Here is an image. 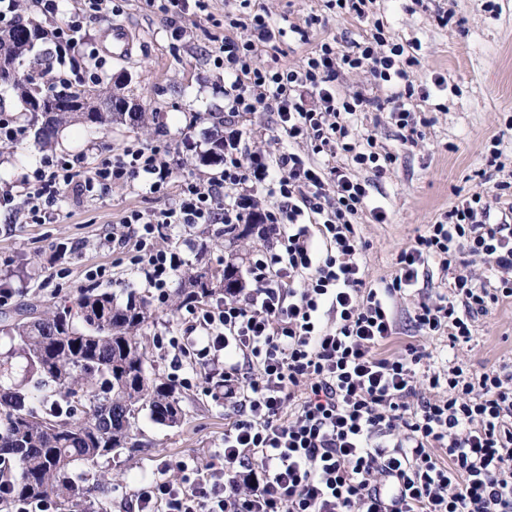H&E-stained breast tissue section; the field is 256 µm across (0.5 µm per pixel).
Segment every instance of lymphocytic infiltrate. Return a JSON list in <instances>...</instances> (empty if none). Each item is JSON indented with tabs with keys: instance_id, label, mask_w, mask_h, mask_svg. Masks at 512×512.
<instances>
[{
	"instance_id": "lymphocytic-infiltrate-1",
	"label": "lymphocytic infiltrate",
	"mask_w": 512,
	"mask_h": 512,
	"mask_svg": "<svg viewBox=\"0 0 512 512\" xmlns=\"http://www.w3.org/2000/svg\"><path fill=\"white\" fill-rule=\"evenodd\" d=\"M118 0H80L50 35L73 73L97 84L105 62L87 42L83 19L116 15ZM245 37H236V30ZM225 35L211 53L224 74V167L181 181L174 202L120 219L116 262L144 278L160 302L186 264L180 245H160L182 224H273L275 246L251 267L255 288L236 289L202 306L186 304L198 336L170 346L221 378L233 415L213 461L180 460L135 493L137 512H512V370L473 371L464 362L426 368L424 348L386 355L397 333L396 296L416 287L419 271L438 259L447 292L421 301L418 330L471 341L475 322L512 299V215L493 205L512 194L459 198L444 219L402 247L389 286L366 287L355 221L384 222L355 169L382 175L395 160L372 135H353L360 112L387 113L403 142L418 131L405 107L418 88L415 56L383 23L350 46L325 38L295 66L263 62L292 32L256 0H237L224 14ZM367 72L388 86L386 99L341 93L349 75ZM270 116L287 148L271 155L243 140L240 120ZM310 152H302L301 144ZM43 160L24 180L26 223L47 224L64 195H96L99 187L150 178L167 195L170 164L156 148L134 142L103 158Z\"/></svg>"
}]
</instances>
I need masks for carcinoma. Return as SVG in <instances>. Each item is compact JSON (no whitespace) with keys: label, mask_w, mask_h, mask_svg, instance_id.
I'll list each match as a JSON object with an SVG mask.
<instances>
[{"label":"carcinoma","mask_w":512,"mask_h":512,"mask_svg":"<svg viewBox=\"0 0 512 512\" xmlns=\"http://www.w3.org/2000/svg\"><path fill=\"white\" fill-rule=\"evenodd\" d=\"M30 31L33 40L7 38ZM0 32V55L13 70L0 72V82L18 90L23 112H33L34 98L47 87L59 100H77L79 107L44 112L32 123L36 143L47 145L59 129L73 121L108 126L123 112H102L108 98L80 84H60L47 78L46 55L26 60L33 42L41 39L39 25L21 20ZM238 266L228 262L210 276L184 273L178 295L206 300L216 292L241 287ZM151 318L147 300L131 292L119 303L112 293L87 288L75 308L38 310L34 307L0 316V332L10 337L12 353L25 360L27 377L13 378L11 360H0V489L8 482L14 496L0 493V512H14L16 497L51 501L54 512H80V506L104 482L101 476L78 483L72 478L78 462L135 451L129 444L136 414L149 410L160 424L175 425L183 409L175 387L150 378L147 351L140 331Z\"/></svg>","instance_id":"1"}]
</instances>
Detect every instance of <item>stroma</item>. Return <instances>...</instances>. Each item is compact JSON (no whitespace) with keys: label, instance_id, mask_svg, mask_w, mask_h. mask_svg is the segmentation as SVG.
Wrapping results in <instances>:
<instances>
[{"label":"stroma","instance_id":"stroma-1","mask_svg":"<svg viewBox=\"0 0 512 512\" xmlns=\"http://www.w3.org/2000/svg\"><path fill=\"white\" fill-rule=\"evenodd\" d=\"M486 2L375 0L368 17L358 20L337 17L326 0H263L275 17L295 25L318 17L310 31L314 42L333 37L346 46L369 35L380 20L396 42L416 49L424 93L406 106L415 117L432 120L418 143H403L385 113L367 112L354 120L357 133L374 135L379 149L396 157L381 176L362 169L356 172L358 178L369 181L374 201L387 215L380 224L362 215L355 226L368 287L383 289L391 283L397 250L439 220L458 196L512 179V130L507 127L512 121V0H494L492 10ZM230 8L229 0H210V18L187 16L189 37L175 43L167 15L150 8L146 0H125L116 19L135 36L133 60L124 65L111 59L107 66L111 72L124 69L130 74L123 92L135 95L149 112L148 124L100 128L71 123L45 148L24 135L17 143L0 146V183L21 184L47 156L61 159L81 153L91 169L134 141L167 153L173 181L215 173L216 165L202 162L201 157L224 131V82L209 52L211 38L219 32L216 22ZM446 9L454 17L442 28L435 15ZM116 19L88 20L86 29L94 47H101ZM494 140L501 151L498 169L486 163ZM164 205V199L152 194L148 181L140 178L92 197L67 199L51 224H26L0 211V278L10 277L17 290L12 308L28 304L54 308L74 302L89 285L85 277L89 268L112 265V228L124 213ZM222 230L219 224H194L176 228L172 236L187 244L189 270L211 274L232 260L239 268L242 287H253L252 260L275 244V231L266 224H253L244 238L230 245ZM101 287L121 300L132 290L151 300L152 317L142 331L147 371L164 380L175 373L187 380L178 389L184 411L180 423L160 425L148 411H140L132 429L138 451L101 458L94 466L96 473L109 478L105 490L111 512H129L131 492L142 478L188 456L208 461L222 448L230 409L224 404L223 388L190 368L174 370L170 357L159 348V337L185 333L187 323L175 300L153 302V289L121 266L113 267L111 280ZM447 290L448 279L438 261H429L419 275L417 290L394 299L398 333L386 343V352L419 344L439 359H457L474 370L512 363V301L499 303L488 316L479 318L472 340L454 348L447 338L426 336L414 328L411 318L418 303Z\"/></svg>","mask_w":512,"mask_h":512}]
</instances>
